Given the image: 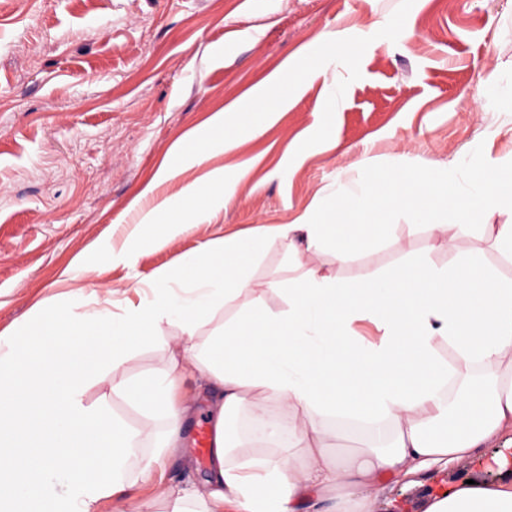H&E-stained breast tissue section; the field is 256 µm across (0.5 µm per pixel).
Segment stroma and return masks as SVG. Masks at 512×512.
<instances>
[{
  "mask_svg": "<svg viewBox=\"0 0 512 512\" xmlns=\"http://www.w3.org/2000/svg\"><path fill=\"white\" fill-rule=\"evenodd\" d=\"M325 33L358 45L360 56L311 57ZM306 57L317 75L233 149L192 167L174 153L185 133ZM492 73L498 97L486 85ZM336 85V109L325 111ZM302 142L307 150L291 154ZM165 160L180 175L143 196ZM467 161L512 164V0H0V330L26 321L37 302H64L85 255L105 265L86 281L113 288L118 314L184 256L227 234L293 223L337 182L401 168L458 178ZM215 167L228 188L205 223L166 233L160 248L147 234L129 242L143 209ZM511 221L487 212L475 232L451 242L409 233L398 213L388 236L348 263L325 249L304 262L354 280L416 256L443 264L477 251L512 279L491 231ZM129 245L135 260H115ZM298 273L287 240L267 238L250 292L220 309L215 324L256 304L286 308L268 285ZM179 333L161 322L157 336L90 385L87 400L150 371ZM503 452L512 456V436L475 459L388 482L375 512H426L465 479L498 482ZM209 471V455L195 448L165 459L132 496L147 499L161 483L199 488Z\"/></svg>",
  "mask_w": 512,
  "mask_h": 512,
  "instance_id": "obj_1",
  "label": "stroma"
}]
</instances>
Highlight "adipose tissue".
I'll list each match as a JSON object with an SVG mask.
<instances>
[{"label":"adipose tissue","instance_id":"obj_1","mask_svg":"<svg viewBox=\"0 0 512 512\" xmlns=\"http://www.w3.org/2000/svg\"><path fill=\"white\" fill-rule=\"evenodd\" d=\"M305 74L297 66L273 74L236 118L279 111L283 81ZM225 188L223 170H213L145 211L139 225L163 245L159 226L204 223ZM395 210L410 216L409 233L469 235L483 212L512 213V167L475 166L463 182L411 168L370 171L296 223L228 235L187 256L121 314L59 307L0 333V512H94L104 499L116 512H375L384 477L473 458L512 430V280L475 255L444 265L419 256L353 281L307 267L271 284L287 296L286 309L253 305L197 340L222 305L248 291L263 236L293 240L300 258L330 246L344 264L386 236ZM165 320L181 333L156 366L88 402L89 384ZM358 321L373 323L380 340L359 335ZM194 372L213 404L205 487L164 488L132 504L139 474L185 450L192 405L176 389ZM115 395L146 416L145 427L113 415ZM279 409L287 436L230 444L227 420L243 410L271 420ZM362 423L384 438L341 447ZM428 512H512V489L464 484L435 497Z\"/></svg>","mask_w":512,"mask_h":512}]
</instances>
